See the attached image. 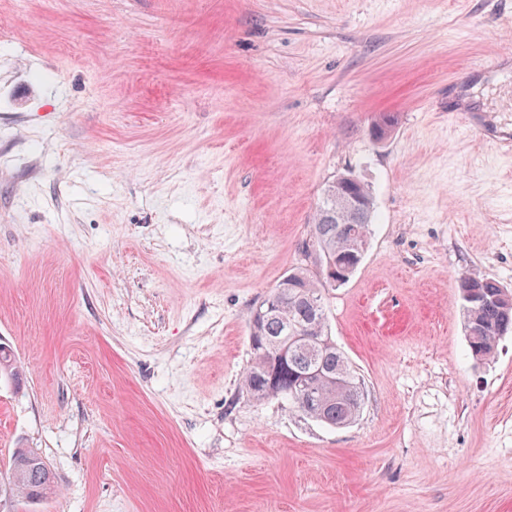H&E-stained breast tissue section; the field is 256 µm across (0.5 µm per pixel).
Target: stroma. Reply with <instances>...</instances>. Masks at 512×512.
I'll use <instances>...</instances> for the list:
<instances>
[{"mask_svg":"<svg viewBox=\"0 0 512 512\" xmlns=\"http://www.w3.org/2000/svg\"><path fill=\"white\" fill-rule=\"evenodd\" d=\"M349 171L332 428L240 379ZM464 274L512 289V0H0V512H512V331L472 358ZM21 444L56 495L10 494Z\"/></svg>","mask_w":512,"mask_h":512,"instance_id":"obj_1","label":"stroma"}]
</instances>
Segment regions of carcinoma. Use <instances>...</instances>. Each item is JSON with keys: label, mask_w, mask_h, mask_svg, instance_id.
<instances>
[{"label": "carcinoma", "mask_w": 512, "mask_h": 512, "mask_svg": "<svg viewBox=\"0 0 512 512\" xmlns=\"http://www.w3.org/2000/svg\"><path fill=\"white\" fill-rule=\"evenodd\" d=\"M333 179L323 189L308 238L317 240L321 262L351 250L344 236V224H360L364 241H369V226L374 214V200L366 185L357 189L362 203L354 213L341 204L343 195L336 194ZM289 279L277 283L272 307L256 320L260 346L250 348L251 362L241 376V388L253 400L261 402L284 398L304 415L331 427L341 426L363 407L365 381L348 357L333 340L328 329L325 309V277L304 268L288 272ZM470 278L460 277L468 345L477 359L484 360L494 352L497 340L512 329V310L497 300L500 284L489 278L473 285L480 301L471 303L466 297ZM311 376V390L304 399H296L292 389L297 381ZM18 383L22 371L6 348L0 346V377ZM10 485L26 502L37 503L55 491V482L40 472H30L20 480L10 478Z\"/></svg>", "instance_id": "cac0c4a2"}]
</instances>
